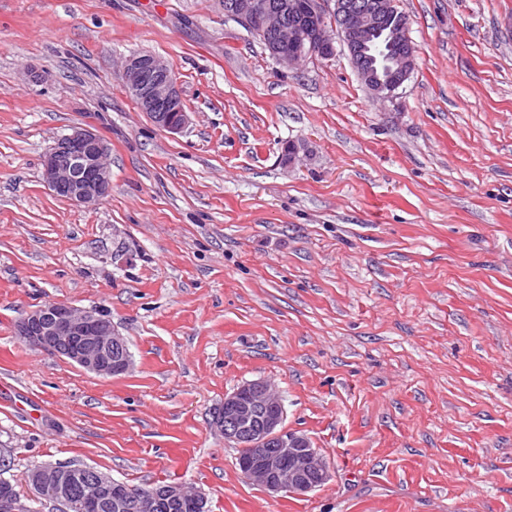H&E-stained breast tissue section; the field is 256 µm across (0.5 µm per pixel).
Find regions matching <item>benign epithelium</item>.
Listing matches in <instances>:
<instances>
[{
  "label": "benign epithelium",
  "instance_id": "7a95c632",
  "mask_svg": "<svg viewBox=\"0 0 512 512\" xmlns=\"http://www.w3.org/2000/svg\"><path fill=\"white\" fill-rule=\"evenodd\" d=\"M290 15L268 0H224V15L260 36L270 55L282 66L301 59H329L342 44L361 82L376 97H384L410 77L415 47L409 22L396 0H300L288 5ZM383 30L392 33L397 68L382 80L367 64L366 46ZM123 76L139 109L160 129L179 133L189 121L176 77L153 54L130 55ZM109 147L96 131L76 127L56 139L43 159L42 179L57 197L75 205L98 202L112 188L107 163ZM26 344L61 357L86 371L112 377L126 373L132 358L128 342L99 308L77 309L63 303L36 306L16 324ZM281 395L262 380L246 382L224 397L214 423L224 440L246 449L240 460L245 479L273 493L305 495L324 484L329 470L319 450L305 435L284 425ZM35 494L62 512L81 507L100 512L112 506L128 512H165L191 503L204 509L205 496L181 483L160 490L140 491L88 466L61 469L37 467L31 475ZM0 512H27L20 496L0 492Z\"/></svg>",
  "mask_w": 512,
  "mask_h": 512
}]
</instances>
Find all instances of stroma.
<instances>
[{
    "label": "stroma",
    "mask_w": 512,
    "mask_h": 512,
    "mask_svg": "<svg viewBox=\"0 0 512 512\" xmlns=\"http://www.w3.org/2000/svg\"><path fill=\"white\" fill-rule=\"evenodd\" d=\"M397 4L416 65L377 100L346 49L285 68L224 0H0V452L30 512V469L68 462L210 512H512V0ZM134 52L182 132L128 95ZM76 126L109 145L95 205L42 181ZM49 302L107 311L130 370L22 342ZM253 380L314 491L242 477L213 420ZM123 76L129 95L157 127L170 133L185 128L188 112L178 81L164 60L153 54L130 55Z\"/></svg>",
    "instance_id": "35a3bbf8"
}]
</instances>
